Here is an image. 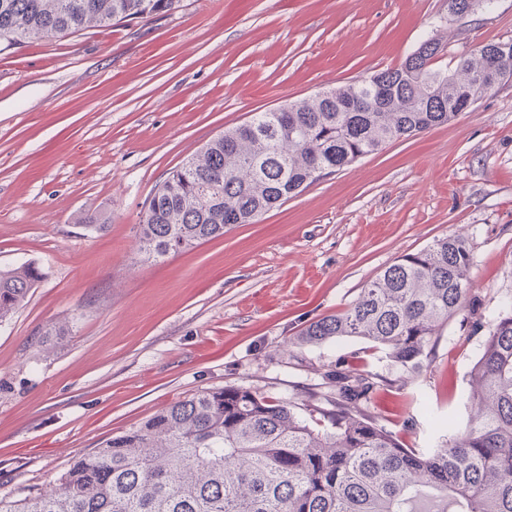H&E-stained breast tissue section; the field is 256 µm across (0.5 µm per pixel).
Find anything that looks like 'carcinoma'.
I'll return each mask as SVG.
<instances>
[{
	"mask_svg": "<svg viewBox=\"0 0 512 512\" xmlns=\"http://www.w3.org/2000/svg\"><path fill=\"white\" fill-rule=\"evenodd\" d=\"M182 0H0V40L44 41L174 12ZM486 0H448L461 21ZM436 38L397 67L257 112L172 169L146 200L139 250L160 260L251 224L320 178L386 144L445 124L512 80V38L435 66ZM472 254L446 236L403 255L344 310L308 323L298 348L356 338L419 372L464 310ZM42 278L0 270V323ZM471 415L440 448H410L369 411L379 375L335 364L295 401L250 387L207 389L75 460L55 486L0 512H512V303L470 371Z\"/></svg>",
	"mask_w": 512,
	"mask_h": 512,
	"instance_id": "1",
	"label": "carcinoma"
}]
</instances>
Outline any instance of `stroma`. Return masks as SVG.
Wrapping results in <instances>:
<instances>
[{
	"label": "stroma",
	"instance_id": "1",
	"mask_svg": "<svg viewBox=\"0 0 512 512\" xmlns=\"http://www.w3.org/2000/svg\"><path fill=\"white\" fill-rule=\"evenodd\" d=\"M431 37L445 64L510 39L512 0L454 23L448 0H183L0 41V269L44 273L0 324V498L49 490L77 455L198 391L297 397L354 352L389 380L370 409L405 445L464 427L471 368L512 300V84L222 238L158 262L135 239L155 186L225 129L396 66ZM454 233L473 256L468 303L421 374L356 339L289 346Z\"/></svg>",
	"mask_w": 512,
	"mask_h": 512
}]
</instances>
